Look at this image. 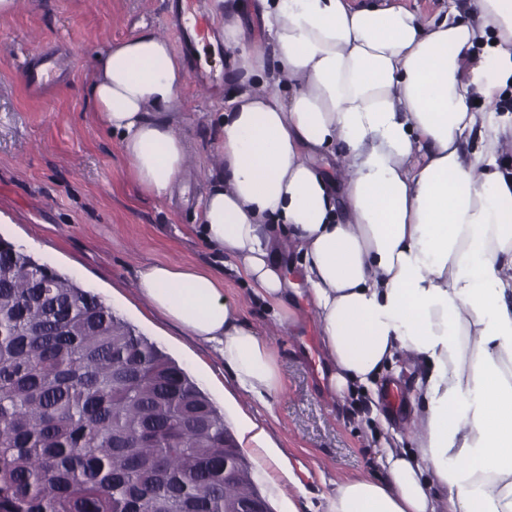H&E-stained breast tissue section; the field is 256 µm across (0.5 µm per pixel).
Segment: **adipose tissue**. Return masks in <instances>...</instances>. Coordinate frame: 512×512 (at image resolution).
Segmentation results:
<instances>
[{
	"mask_svg": "<svg viewBox=\"0 0 512 512\" xmlns=\"http://www.w3.org/2000/svg\"><path fill=\"white\" fill-rule=\"evenodd\" d=\"M243 8L224 10L232 90L211 118L215 162L192 229L279 325L305 295L331 396L420 368L417 452L385 444L383 478L337 482L325 512H512V113L471 104L512 92V0H473V23L427 24L400 5L255 0L274 71L247 44ZM186 79L149 30L91 63L96 121L156 198L194 155L180 132ZM137 288L223 360L238 392L280 389L269 340L218 273L156 262Z\"/></svg>",
	"mask_w": 512,
	"mask_h": 512,
	"instance_id": "ef3b65f1",
	"label": "adipose tissue"
}]
</instances>
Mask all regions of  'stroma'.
I'll return each mask as SVG.
<instances>
[{
  "label": "stroma",
  "mask_w": 512,
  "mask_h": 512,
  "mask_svg": "<svg viewBox=\"0 0 512 512\" xmlns=\"http://www.w3.org/2000/svg\"><path fill=\"white\" fill-rule=\"evenodd\" d=\"M0 17V237L39 263L76 280L172 357L223 412L229 430L242 417L264 427L283 461L252 448L243 454L272 512H324L337 482L380 474L394 437L409 440L406 408L414 376L384 373L376 394L339 400L321 386L325 357L316 318L296 299L295 325L273 337L283 382L266 403L235 397L231 371L208 348L168 324L137 292L148 262L197 264L224 273V295L246 321L265 330L270 311L191 231L208 184L213 130L230 86L231 63L216 0H24ZM206 19L208 40H179L178 15ZM148 28L162 30L192 79L178 93L197 148V163L173 197L142 193L117 139L95 124L86 86L92 56ZM52 69L41 96L26 89L28 71Z\"/></svg>",
  "instance_id": "35a3bbf8"
}]
</instances>
